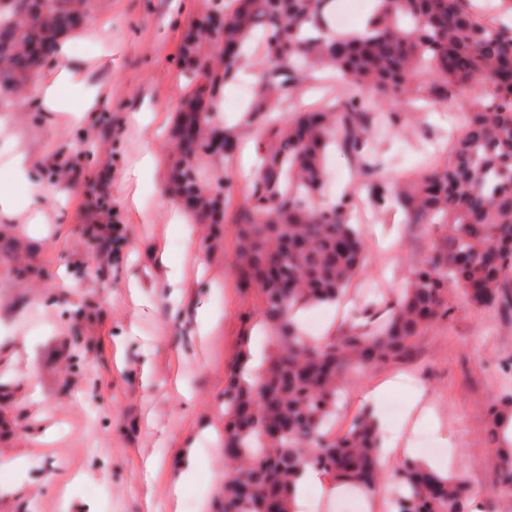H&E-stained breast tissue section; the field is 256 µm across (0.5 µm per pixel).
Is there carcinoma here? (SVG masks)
I'll return each instance as SVG.
<instances>
[{
    "instance_id": "cac0c4a2",
    "label": "carcinoma",
    "mask_w": 512,
    "mask_h": 512,
    "mask_svg": "<svg viewBox=\"0 0 512 512\" xmlns=\"http://www.w3.org/2000/svg\"><path fill=\"white\" fill-rule=\"evenodd\" d=\"M98 0H0V91L31 89L63 36L82 27ZM182 36L188 85L170 132L168 177L177 202L203 224H222L239 184L238 140L259 137L260 164L240 205L238 275L259 298L257 317L274 350L258 379L244 373L250 333L224 386V490L217 512H295L300 475L372 494L389 487L391 512H471L462 472L440 473L406 456L393 477L381 432L364 410L340 436L324 430L354 379L407 359L420 336L448 316V287L479 310L512 308V0H375L364 30L334 31L332 0H203ZM233 45L220 56L214 34ZM260 86L239 128L217 105L249 52ZM340 75L338 92L286 116V102L317 74ZM469 93L453 154L392 181L372 149L375 104L446 101ZM348 153L369 202H398L410 224H442L445 238L415 268L380 321L336 336L304 335L297 309L333 302L359 274L366 244L349 223L357 197L319 204L328 147ZM512 383L487 407L497 465L492 491L512 497Z\"/></svg>"
}]
</instances>
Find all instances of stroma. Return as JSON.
Listing matches in <instances>:
<instances>
[{
    "label": "stroma",
    "instance_id": "obj_1",
    "mask_svg": "<svg viewBox=\"0 0 512 512\" xmlns=\"http://www.w3.org/2000/svg\"><path fill=\"white\" fill-rule=\"evenodd\" d=\"M201 8V0H99L70 34V57L51 58L37 80L49 85L62 67L77 70L99 91L95 120L77 127L68 113L41 111L33 91L26 110L6 109L0 176L16 153L36 161L32 192L46 222L33 229L0 215V512H212L222 493L224 370L258 298L238 283L237 208L220 230L196 225L194 244L167 233L179 209L166 189L168 130L186 84L178 49ZM464 105L401 104L404 130L374 138L388 174L405 176L446 151ZM136 112L149 121L135 124ZM145 150L155 162L151 189L132 175ZM359 205L361 285L339 304L304 309L302 327L314 335L337 334L374 301L395 297L446 233L405 223L396 206L381 213L367 199ZM106 224L122 227L120 250L100 249ZM163 252L185 265L181 297L156 268ZM209 301L222 315L202 337L195 307ZM448 304V319L420 337L408 361L349 387L332 430L346 429L368 407L367 393L381 390V404L402 408L401 424L386 423L384 437L422 457L424 440L433 441L442 449L437 462L465 472L482 512H512V502L487 493L496 456L485 416L512 361V311L475 309L453 288ZM191 444L207 467L188 474ZM16 459L27 463L18 485L7 469ZM179 477L185 490L176 502L170 491Z\"/></svg>",
    "mask_w": 512,
    "mask_h": 512
}]
</instances>
